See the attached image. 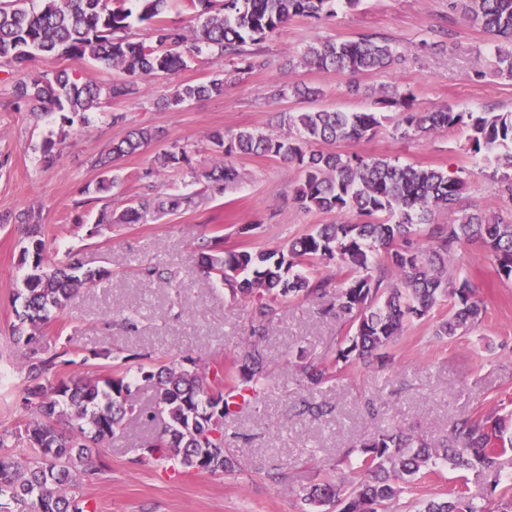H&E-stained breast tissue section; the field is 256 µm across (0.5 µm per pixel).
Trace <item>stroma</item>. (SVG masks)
<instances>
[{"label": "stroma", "instance_id": "1", "mask_svg": "<svg viewBox=\"0 0 512 512\" xmlns=\"http://www.w3.org/2000/svg\"><path fill=\"white\" fill-rule=\"evenodd\" d=\"M366 35L386 40L401 60L388 70L360 74L367 90L362 97L347 95L346 77L303 61L311 44ZM494 45L481 26L449 15L448 0L342 2L330 21L295 16L277 36L256 44L266 61L263 68L236 74V59L206 48L188 55L178 72L152 77L139 95L104 103L70 126L56 114L37 117L15 110L8 67L0 64V216L40 212L48 255L74 247L82 250L87 266L111 273L98 287L80 291L43 329L47 340L60 336L70 341L73 362L62 379L112 371V360L94 356L106 346L125 355L146 353L158 362L188 353L203 368L230 361L249 337L251 306L203 277L198 266L202 246L219 236L226 250L278 249L313 225L335 222V214L298 208V166L279 158L235 156L238 179L223 192L206 190L205 173L224 160L213 133L278 135L282 112L381 110L386 118L375 136L336 144V151L387 156L448 173L466 169L465 204L489 215L512 211V198L501 195L492 181L496 161L473 157L463 134L444 130L400 139L394 132L396 108L383 109L377 102L381 88L394 87L418 109L512 112V79L495 75ZM62 67L79 80L101 85L123 76L87 58H39L31 69ZM224 71L231 77L223 96L161 107L178 85L206 82ZM301 84L320 88V97H293L292 88ZM116 114L122 122H113ZM136 127L152 128L157 137L115 162L122 181L109 200L113 211L122 212L151 192L191 193L195 203L178 212H149L135 224L95 229L101 203L88 192L99 176L93 161ZM48 140L57 155L49 168L41 163ZM175 146L185 149L186 161L160 166L158 155ZM19 240L17 224L0 225V367L16 374L22 352L10 334L23 274ZM148 265L172 269L176 281L145 280L141 270ZM458 265L485 304L483 320L473 331L436 338L434 330L451 308L443 302L404 331L389 350L385 370L350 362L341 365L336 380L316 386L304 378L302 366L335 357L348 326L334 315H319V302L288 300L264 342L269 386L238 407L224 429V445L236 454V473L178 472L168 462L136 464L134 444L143 426L131 420L123 442L92 449V462L105 467L80 485V495L97 512H303L302 488L319 482L353 443L387 425H402L433 442L459 416L512 413V282L499 278L478 244L465 247ZM125 315L135 317L137 331L121 327ZM312 395L331 406V414L319 419L298 415L301 400ZM274 472L285 473V481H272ZM457 490L466 491L478 506L491 492L478 469L440 463L405 485L395 510L413 512L417 501Z\"/></svg>", "mask_w": 512, "mask_h": 512}]
</instances>
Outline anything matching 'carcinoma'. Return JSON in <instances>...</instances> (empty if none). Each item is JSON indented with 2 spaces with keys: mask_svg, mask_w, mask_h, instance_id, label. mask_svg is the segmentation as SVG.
<instances>
[{
  "mask_svg": "<svg viewBox=\"0 0 512 512\" xmlns=\"http://www.w3.org/2000/svg\"><path fill=\"white\" fill-rule=\"evenodd\" d=\"M200 22L195 28L159 19L169 0H0V60L11 67L13 104L46 113L59 112L63 122L99 104L101 96L123 101L141 92L140 82L184 66V54L216 46L221 55L239 56L242 45L275 35L293 16L329 20L338 0H180ZM449 8L495 35L496 72L512 79V0H449ZM152 25L155 44L131 36L133 21ZM90 58L126 78L105 86L81 82L65 69L38 74L29 70L38 58ZM305 62L312 68L349 77L346 91L364 94L354 77L381 71L398 59L393 48L371 36L357 40L321 42L308 46ZM224 94V78L177 88L166 105ZM378 103L400 106L395 126L401 139L421 133L458 129L469 150L496 153L493 179L512 195V113L455 112L451 108L413 111L406 95L384 91ZM280 125L288 135L271 137L248 130L224 141V164L207 174L217 187L237 177L232 158L238 154L279 157L298 165L300 178L294 201L306 212L336 213L334 224H319L279 251L217 250L202 258L204 274L224 283L234 296L249 300L251 337L226 369L212 370V379L186 355L165 363L117 366V370L77 381L55 380L67 364L64 351L45 342L48 324L82 288L110 277V271L85 267L79 252L67 249L48 259L43 227L30 214L21 255L27 264L16 299L12 326L15 344L24 349L26 376L21 411L28 415L24 431L0 429V512H96L77 489L82 478L101 468L92 464L90 449L124 437L125 420L133 416L153 427L137 444L138 464L174 460L188 472L225 474L236 471L237 460L224 447V420L240 404L256 396L267 380L262 341L278 307L291 297L321 299L335 296L336 313L353 334L338 349L337 359L366 368L379 363L405 326L428 315L439 301L451 300L448 318L434 336L451 338L479 325L484 310L475 283L460 276L457 261L462 247L478 242L489 253L497 274L512 280V219L460 208L467 189L466 170L450 175L442 170L402 163L397 159L347 155L319 150L317 144L357 142L374 135L381 122L375 112L325 109L283 112ZM147 128H135L112 144L96 161L100 177L94 193L109 196L119 186L113 163L155 139ZM193 203L188 195L165 199L146 194L122 214L133 221L141 211H178ZM445 211L452 219L437 224L432 215ZM350 215L352 219L343 220ZM386 251L395 279L375 267L372 252ZM321 259L336 261L344 278L336 283L315 278L305 267ZM336 362H323L308 373L314 384L336 374ZM153 389L150 406L135 401L140 383ZM512 449L508 420L494 414L462 415L452 421L448 436L437 445L393 424L348 451L357 454L349 471L328 474L304 491L307 505L337 507L338 512H391L399 483L437 463L479 467L492 487L499 483V458ZM417 512H486L462 490L446 499H430Z\"/></svg>",
  "mask_w": 512,
  "mask_h": 512,
  "instance_id": "obj_1",
  "label": "carcinoma"
}]
</instances>
